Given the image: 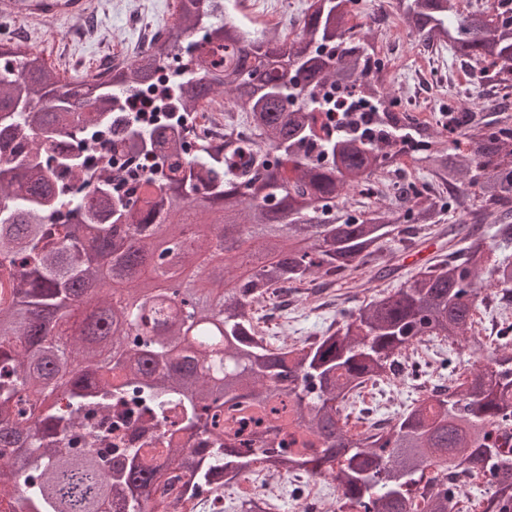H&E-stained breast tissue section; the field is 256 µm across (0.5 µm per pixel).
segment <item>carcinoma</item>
<instances>
[{"label": "carcinoma", "instance_id": "cac0c4a2", "mask_svg": "<svg viewBox=\"0 0 512 512\" xmlns=\"http://www.w3.org/2000/svg\"><path fill=\"white\" fill-rule=\"evenodd\" d=\"M357 0H313L298 39L268 40L214 0H177L175 23L121 62L118 76L83 73L68 82L36 53L0 43V128L18 159L0 167V504L7 512H158L152 491L185 479L206 494L250 471L257 458L287 476L330 474L352 512H463L456 474L489 476L482 512H512V349L469 372L438 376L424 397L370 429H346L357 390L387 385L405 353L434 341L480 350L474 333L482 288L512 295V0L460 11L451 0H399L398 14L426 49H446L478 81L503 92L502 116L463 101L448 124L421 129L386 91L387 62L351 33ZM175 66L168 111L193 110L226 94L245 118L216 146L199 148L186 127L147 125L129 96L153 94L156 73ZM327 85L346 92L336 120L315 109ZM88 89L86 112L74 89ZM310 106H288L291 96ZM423 149L430 183L399 182L395 200L370 197L373 176ZM130 152L155 174L103 169L99 155ZM454 212L448 234L468 245L408 278L392 293L342 313V326L300 346L259 335L252 309L285 285L359 287L370 267L384 277L380 242L416 240ZM209 224L182 266L142 288H107L130 263L178 242L183 225ZM494 229L486 242L484 225ZM260 239L259 267L234 284L184 275ZM223 381L195 373L205 360ZM31 402L20 420L12 407ZM247 399L275 414L291 437L267 431L234 446L224 439V403ZM206 447L191 448L198 433ZM26 485L20 492L19 477Z\"/></svg>", "mask_w": 512, "mask_h": 512}]
</instances>
